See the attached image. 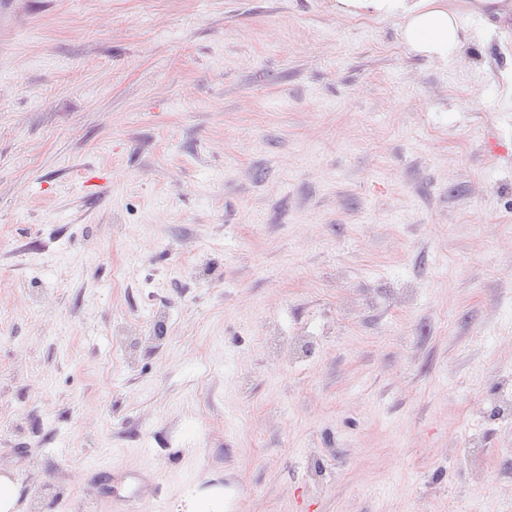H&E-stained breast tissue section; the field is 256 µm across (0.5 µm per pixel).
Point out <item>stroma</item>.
Listing matches in <instances>:
<instances>
[{
	"label": "stroma",
	"instance_id": "1",
	"mask_svg": "<svg viewBox=\"0 0 512 512\" xmlns=\"http://www.w3.org/2000/svg\"><path fill=\"white\" fill-rule=\"evenodd\" d=\"M450 3L441 61L336 0H0L18 512H512V15Z\"/></svg>",
	"mask_w": 512,
	"mask_h": 512
}]
</instances>
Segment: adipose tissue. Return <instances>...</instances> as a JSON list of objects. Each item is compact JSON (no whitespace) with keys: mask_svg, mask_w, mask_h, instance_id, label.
<instances>
[{"mask_svg":"<svg viewBox=\"0 0 512 512\" xmlns=\"http://www.w3.org/2000/svg\"><path fill=\"white\" fill-rule=\"evenodd\" d=\"M338 12L402 22L401 36L409 49L445 60L463 46L459 18L447 0H336Z\"/></svg>","mask_w":512,"mask_h":512,"instance_id":"adipose-tissue-1","label":"adipose tissue"}]
</instances>
